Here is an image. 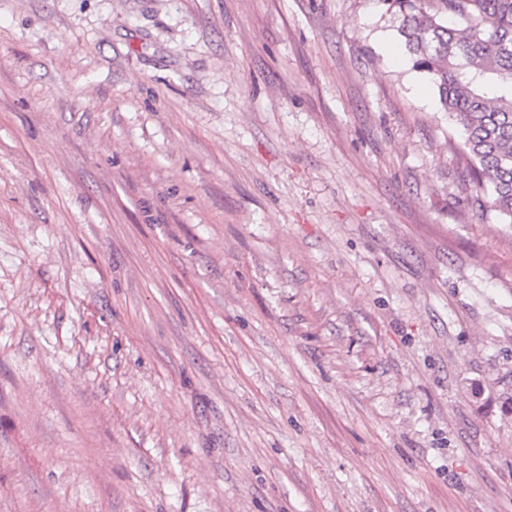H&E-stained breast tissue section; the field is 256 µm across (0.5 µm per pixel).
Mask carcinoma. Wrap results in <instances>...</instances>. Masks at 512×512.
Instances as JSON below:
<instances>
[{"label":"carcinoma","mask_w":512,"mask_h":512,"mask_svg":"<svg viewBox=\"0 0 512 512\" xmlns=\"http://www.w3.org/2000/svg\"><path fill=\"white\" fill-rule=\"evenodd\" d=\"M461 125L456 159L479 206L512 224V0H380Z\"/></svg>","instance_id":"obj_1"}]
</instances>
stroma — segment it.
<instances>
[{
	"label": "stroma",
	"instance_id": "1",
	"mask_svg": "<svg viewBox=\"0 0 512 512\" xmlns=\"http://www.w3.org/2000/svg\"><path fill=\"white\" fill-rule=\"evenodd\" d=\"M380 0H0V512H512V227Z\"/></svg>",
	"mask_w": 512,
	"mask_h": 512
}]
</instances>
